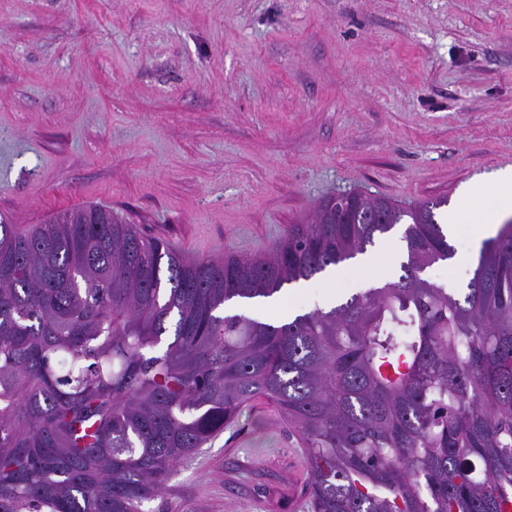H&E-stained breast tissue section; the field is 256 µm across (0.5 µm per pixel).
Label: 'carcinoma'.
I'll list each match as a JSON object with an SVG mask.
<instances>
[{"label":"carcinoma","mask_w":512,"mask_h":512,"mask_svg":"<svg viewBox=\"0 0 512 512\" xmlns=\"http://www.w3.org/2000/svg\"><path fill=\"white\" fill-rule=\"evenodd\" d=\"M349 193L271 254L198 261L99 207L0 220V512H140L265 399L304 448L310 512L512 503V225L460 295L435 210ZM403 224L397 278L285 323L225 314Z\"/></svg>","instance_id":"obj_1"}]
</instances>
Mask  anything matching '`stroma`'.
<instances>
[{"label":"stroma","instance_id":"1","mask_svg":"<svg viewBox=\"0 0 512 512\" xmlns=\"http://www.w3.org/2000/svg\"><path fill=\"white\" fill-rule=\"evenodd\" d=\"M512 166V0H0V216L97 205L187 257L260 256L324 198L456 202ZM428 277L464 292L471 221ZM340 265L235 305L280 322L394 279ZM274 406L181 462L144 512H308Z\"/></svg>","mask_w":512,"mask_h":512}]
</instances>
